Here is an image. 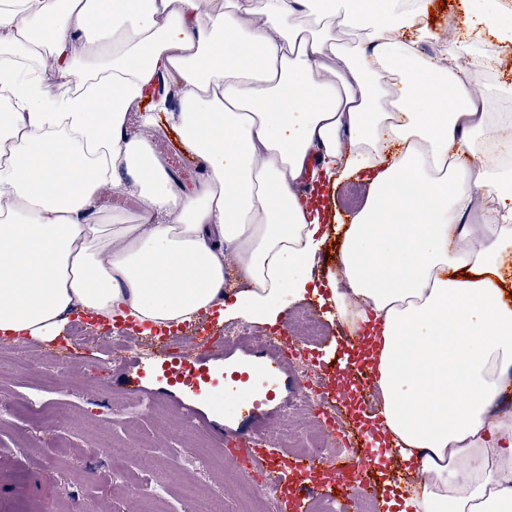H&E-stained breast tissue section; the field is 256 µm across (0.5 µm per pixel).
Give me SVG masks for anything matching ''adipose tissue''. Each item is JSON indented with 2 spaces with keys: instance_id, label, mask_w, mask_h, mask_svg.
Instances as JSON below:
<instances>
[{
  "instance_id": "ef3b65f1",
  "label": "adipose tissue",
  "mask_w": 512,
  "mask_h": 512,
  "mask_svg": "<svg viewBox=\"0 0 512 512\" xmlns=\"http://www.w3.org/2000/svg\"><path fill=\"white\" fill-rule=\"evenodd\" d=\"M422 0H0V338L50 339L63 315L158 328L200 311L275 323L308 288L327 216L308 191L356 172L324 300L380 397L374 418L423 473L413 512H512V142L471 87L492 64L448 52ZM356 29L371 48L337 35ZM178 108L152 99L158 76ZM163 124L200 162L174 179ZM483 155L480 167L468 157ZM136 198L135 224L98 217ZM486 197L475 209L477 197ZM248 284L224 291L225 258ZM97 206L106 217L107 224H134L139 210L136 200L120 195L117 190L105 192L99 198Z\"/></svg>"
}]
</instances>
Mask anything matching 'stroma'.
I'll return each instance as SVG.
<instances>
[{
	"instance_id": "35a3bbf8",
	"label": "stroma",
	"mask_w": 512,
	"mask_h": 512,
	"mask_svg": "<svg viewBox=\"0 0 512 512\" xmlns=\"http://www.w3.org/2000/svg\"><path fill=\"white\" fill-rule=\"evenodd\" d=\"M426 3L439 34L438 40L419 47L427 61L463 43L472 56L486 55L497 42L475 19L485 4L497 8L502 22L512 24V9H503L501 0ZM450 18L456 21L451 32L445 27ZM500 47L504 67L493 90H486L481 81L472 88L485 97L492 112L512 103V43ZM352 189L363 198L369 191L355 173L325 196L330 215L324 226L326 243L310 278L322 279L337 266L339 227L359 210L349 200ZM305 312L322 327L321 337L306 350L316 359L328 358L342 323L317 294L307 293L289 305L277 325L261 324L257 330L268 336L300 335L298 318ZM235 323V318L222 319L209 311L179 329L181 361L201 377L191 385L176 382L168 357L156 348L157 337L86 315L70 316L58 338L36 346L0 343V512H66L76 496L85 500L88 512H158L162 507L167 512H208L217 499L224 512H247L236 465L221 456L224 437L281 428L295 381L290 371H282V382L270 400L243 388L240 406L216 410L209 390L225 388L229 369L262 367L274 359L270 349L248 338L214 348L202 344L201 331L220 332ZM79 331L121 337L122 351L112 356L75 340ZM66 351L82 359L87 371L54 366L53 356ZM90 468L99 472L100 483L85 482Z\"/></svg>"
}]
</instances>
